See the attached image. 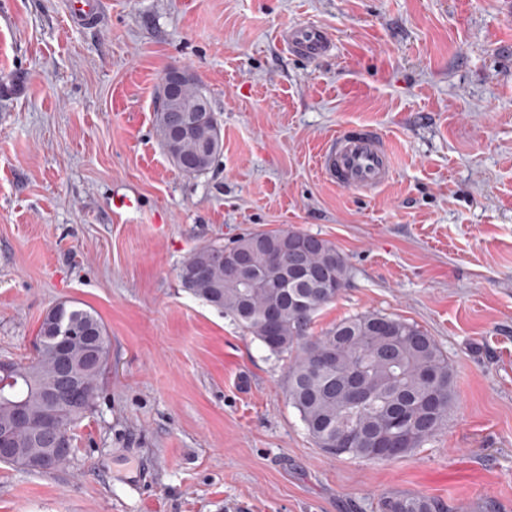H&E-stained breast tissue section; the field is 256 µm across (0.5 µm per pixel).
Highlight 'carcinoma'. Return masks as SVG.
Here are the masks:
<instances>
[{
  "mask_svg": "<svg viewBox=\"0 0 512 512\" xmlns=\"http://www.w3.org/2000/svg\"><path fill=\"white\" fill-rule=\"evenodd\" d=\"M195 80L180 90L181 106L202 102ZM218 119L198 122L178 140L175 166L195 176L208 171L223 151L214 134ZM307 237L299 257L305 274L287 263L275 265L271 256L287 243ZM203 269L200 275L194 274ZM179 278L193 296L224 311L271 354L288 355V398L298 411L310 438L323 453L371 462L404 457L433 437L448 422L458 401L455 376L448 356L421 327L376 311L345 317L319 335L311 332L314 316L336 300L348 283V266L329 240L293 230L245 234L226 247L209 243L195 249L183 262ZM279 315L277 335H269L267 315ZM71 321L84 333L108 339L107 328L93 311L67 306ZM55 317L48 310L36 335V351L17 364L16 386L0 390V429L13 421L18 403L37 416L43 410L40 384L56 371V356L44 339ZM87 345L78 336L72 345L73 372L96 389L107 364H93ZM86 408L76 411L60 401L55 410L66 423L81 421ZM390 436V447L375 451L376 438ZM19 454L8 464L31 470L26 455L39 447L26 431L13 433ZM382 512H445L444 504L423 495L389 497Z\"/></svg>",
  "mask_w": 512,
  "mask_h": 512,
  "instance_id": "obj_1",
  "label": "carcinoma"
}]
</instances>
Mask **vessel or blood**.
<instances>
[{
    "label": "vessel or blood",
    "mask_w": 512,
    "mask_h": 512,
    "mask_svg": "<svg viewBox=\"0 0 512 512\" xmlns=\"http://www.w3.org/2000/svg\"><path fill=\"white\" fill-rule=\"evenodd\" d=\"M105 0H65L64 14L73 26H96L103 17ZM283 42L291 54L315 60L334 47L331 32L318 24L289 27ZM323 177L336 186L359 191L386 186L395 173L391 144L378 131L364 125H348L327 141L318 155Z\"/></svg>",
    "instance_id": "1"
}]
</instances>
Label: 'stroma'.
<instances>
[{"mask_svg": "<svg viewBox=\"0 0 512 512\" xmlns=\"http://www.w3.org/2000/svg\"><path fill=\"white\" fill-rule=\"evenodd\" d=\"M301 23L329 56L288 52ZM173 68L221 127L196 177L155 128ZM348 124L394 149L378 192L316 166ZM276 229L348 263L314 332L381 311L447 355L458 403L406 457L323 454L287 357L183 288L196 248ZM65 301L102 318L110 363L67 463H0V512H512V0H107L86 30L61 0H0V360L31 357ZM283 42L291 54L310 60L328 55L334 47L332 33L321 25L311 23L289 27L283 33ZM191 75L178 68L169 70L161 81L157 95V107L159 110L165 109L174 96L179 83ZM381 509L383 512H447L440 500L423 495L388 497Z\"/></svg>", "mask_w": 512, "mask_h": 512, "instance_id": "35a3bbf8", "label": "stroma"}]
</instances>
